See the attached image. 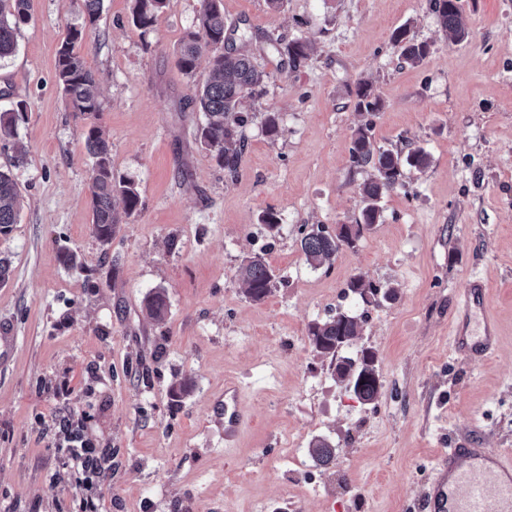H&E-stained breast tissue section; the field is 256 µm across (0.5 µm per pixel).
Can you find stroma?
Instances as JSON below:
<instances>
[{
  "label": "stroma",
  "instance_id": "35a3bbf8",
  "mask_svg": "<svg viewBox=\"0 0 512 512\" xmlns=\"http://www.w3.org/2000/svg\"><path fill=\"white\" fill-rule=\"evenodd\" d=\"M222 4L269 75L266 95L245 104L234 174L196 136L204 115L189 99L208 62L190 77L176 62L201 0H167L147 30L132 24L131 0H104L89 28L80 0H30L17 50L0 61V113L27 104L16 139L0 140V168L21 195L17 224L0 235V327L15 338L0 360V512H69L59 415L84 418L110 453L97 487L106 512H424L444 449H512V0H462L460 43L429 0ZM404 26L430 46L419 65L393 40ZM73 27L84 28L81 52L99 78L96 118L71 112L57 84L56 51ZM300 37L310 57L293 68L273 42ZM363 80L382 101L371 115L355 109ZM269 112L280 117L274 140ZM364 123L376 146L424 148L430 165L405 169L379 223L311 268L304 228L332 233L360 216L367 174L351 149ZM93 124L114 175L141 197L107 248L92 226ZM268 211L278 231L261 224ZM254 255L278 276L260 302L237 276ZM474 276L490 287L498 332L484 361L452 340L457 294ZM356 277L396 295L354 303ZM158 289L169 308L161 322L144 309ZM347 308L361 324L349 353L376 358L381 391L370 405L309 340L312 324ZM180 379L188 390L172 397ZM64 382L71 392L57 396ZM228 384L244 414L229 446ZM317 437L336 447L329 467L308 455Z\"/></svg>",
  "mask_w": 512,
  "mask_h": 512
}]
</instances>
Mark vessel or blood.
<instances>
[{
	"label": "vessel or blood",
	"mask_w": 512,
	"mask_h": 512,
	"mask_svg": "<svg viewBox=\"0 0 512 512\" xmlns=\"http://www.w3.org/2000/svg\"><path fill=\"white\" fill-rule=\"evenodd\" d=\"M487 284L472 279L458 297L461 320L455 347L484 356L495 341ZM243 420L235 394L224 396V439L232 441ZM429 490L428 512H512V453L499 448H451L440 453Z\"/></svg>",
	"instance_id": "1"
}]
</instances>
